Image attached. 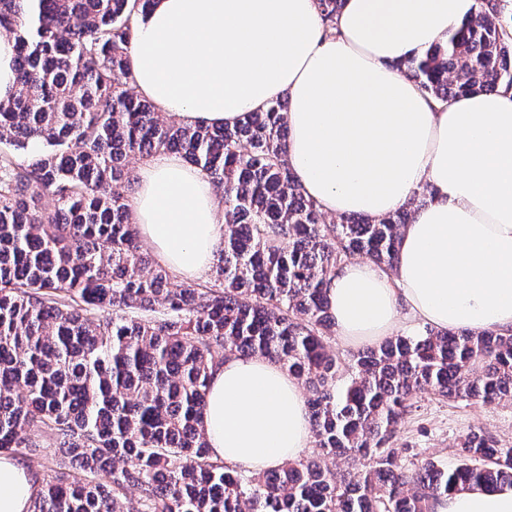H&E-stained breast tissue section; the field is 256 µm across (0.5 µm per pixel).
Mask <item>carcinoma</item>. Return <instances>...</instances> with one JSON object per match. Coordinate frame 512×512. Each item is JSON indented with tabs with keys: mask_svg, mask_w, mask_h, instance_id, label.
<instances>
[{
	"mask_svg": "<svg viewBox=\"0 0 512 512\" xmlns=\"http://www.w3.org/2000/svg\"><path fill=\"white\" fill-rule=\"evenodd\" d=\"M151 2L0 0V34L16 42L15 91L0 100V451L40 434L71 463L32 512H430L461 486L512 485V446L482 432L452 467L412 469L393 448L418 391L511 401L512 333L396 336L354 353L341 381L327 284L357 254L393 268L411 211L373 223L306 198L282 97L231 128L156 111L129 56ZM316 2L335 34L343 0ZM500 11L479 0L448 42L399 69L442 101L511 90ZM158 153L222 194L208 281L171 288L173 271L142 251L128 158ZM232 356L274 360L306 387L317 455L262 474L212 457L206 394Z\"/></svg>",
	"mask_w": 512,
	"mask_h": 512,
	"instance_id": "carcinoma-1",
	"label": "carcinoma"
}]
</instances>
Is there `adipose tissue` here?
I'll return each mask as SVG.
<instances>
[{"instance_id":"1","label":"adipose tissue","mask_w":512,"mask_h":512,"mask_svg":"<svg viewBox=\"0 0 512 512\" xmlns=\"http://www.w3.org/2000/svg\"><path fill=\"white\" fill-rule=\"evenodd\" d=\"M477 13L476 0H344L326 35L316 0H156L130 46L134 85L188 124L233 126L288 97V163L332 216L379 220L420 189L394 269L343 265L328 284L338 336L512 331V90L442 102L398 69ZM130 200L161 263L186 279L211 268L224 209L204 171L148 159ZM204 425L213 458L262 472L311 439L297 379L278 363L232 357L211 372ZM38 476L0 452V512H30ZM434 512H512V486L440 498Z\"/></svg>"}]
</instances>
